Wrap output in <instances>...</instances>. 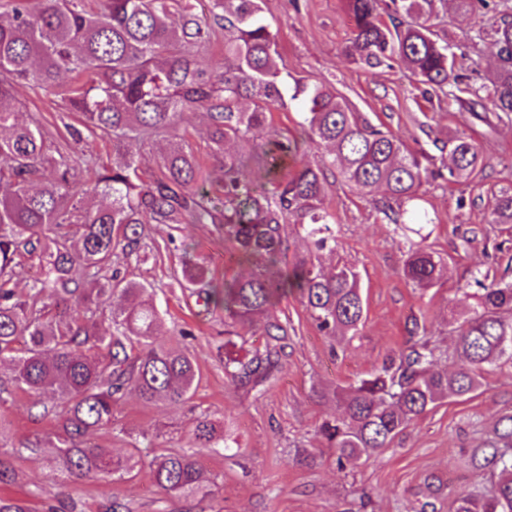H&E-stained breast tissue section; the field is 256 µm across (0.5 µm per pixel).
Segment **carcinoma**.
I'll list each match as a JSON object with an SVG mask.
<instances>
[{"instance_id": "carcinoma-1", "label": "carcinoma", "mask_w": 512, "mask_h": 512, "mask_svg": "<svg viewBox=\"0 0 512 512\" xmlns=\"http://www.w3.org/2000/svg\"><path fill=\"white\" fill-rule=\"evenodd\" d=\"M466 15L487 0H448ZM504 0L489 34L496 66L488 83L459 87L455 72L465 52L441 43L430 24L436 0H345L353 38L345 53L369 67L402 64L425 92L440 91L473 112L488 100L497 118L512 117V6ZM215 24L224 28V70L203 69L194 48L202 43V21L186 0H104L89 12L81 0H18L0 18V363L9 362L8 385L46 398L38 416L57 419L62 431L54 448L56 471L69 479H119L142 460L114 457L90 446L88 434L112 424L124 392L134 389L147 406L190 400L198 385L195 360L159 336L161 310L151 285L112 270V257L139 254L152 224H222L232 247L267 266L248 276L212 286L208 269L183 264L186 287L196 289L204 312L224 310L229 335L283 327L269 311L297 295L318 328L340 341L357 335L364 315L358 272L347 263L325 272L302 258L285 272L274 271L285 251V224L299 225L317 250L336 243L332 215L324 206L325 171L336 169L364 194L385 192L378 211L404 223V206L420 199L429 181L443 177L430 157L351 112L336 89L288 79L278 64L277 34L262 15L261 0H211ZM182 22L169 21L171 10ZM385 11L390 23L380 20ZM63 71L86 81L74 89L71 109L87 128L112 135V160L89 184L75 178L78 160L48 153L40 121L13 108L14 84L44 90L57 86ZM465 92L472 95L466 100ZM306 108L303 128L327 157L317 168L302 167L273 182L269 192L251 187L237 156L224 154V208L197 188L199 167L181 143L161 157V176L146 183L138 175L142 144L173 128L182 112L204 108L209 136L221 151L270 125L271 112L286 101ZM268 150L294 156L298 141L270 139ZM448 182H470L481 171L475 140L464 131L448 137ZM50 175H45V172ZM493 224H512V190L492 195ZM35 262L37 276L25 296L7 287L21 260ZM404 275L417 288L438 285L445 263L423 242L412 243ZM476 308L462 314L454 336L451 368L434 369V349L416 340L356 384L314 390L342 413L327 418L319 432L334 450L338 468L354 467L391 447L411 422L438 403L463 398L481 387L487 366L512 362V282L488 281L477 273ZM109 311L112 329L99 332L94 317ZM93 349L107 351L99 359ZM278 362L269 345L246 362L224 359L227 376L250 391H262ZM198 447L215 452L230 437L208 416L195 420ZM484 460L497 470L486 494L460 492L455 512H512V414L502 416L485 442ZM154 484L185 500L212 494L202 479L196 452H169L148 463ZM0 512H31L21 498L0 497Z\"/></svg>"}]
</instances>
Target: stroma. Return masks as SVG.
Here are the masks:
<instances>
[{
	"label": "stroma",
	"mask_w": 512,
	"mask_h": 512,
	"mask_svg": "<svg viewBox=\"0 0 512 512\" xmlns=\"http://www.w3.org/2000/svg\"><path fill=\"white\" fill-rule=\"evenodd\" d=\"M262 8L277 33L283 71L309 84H332L361 119L424 149L435 167L448 162L443 143L449 132L463 130L474 137L483 161L476 178L466 184L436 179L420 192V205L430 219L423 228L427 244L446 265L440 285L414 288L402 271L409 247L403 231L382 218L376 198L358 194L336 172H327L324 204L335 218L337 249L314 250L302 229L290 224L279 268L287 270L303 257L328 270L339 262L352 264L363 286L364 323L358 336L339 346L318 330L298 297L282 300L270 311L288 331L279 369L263 392H248L225 375L224 357L249 358L253 349L268 343V336L259 332L226 339L223 311L202 314L197 295L179 280L188 254L209 269L219 287L256 269L257 260L233 256L223 225H156L144 260L119 257L114 264L126 278L151 284L164 312L162 336L191 329L182 345L200 372L193 398L149 407L126 392L114 408L111 426L92 433L90 440L114 455L139 453L142 466L121 479L65 482L47 462V450L56 441L55 421L32 416V397L0 393V417L11 424L10 439L0 442V459L14 470L11 482L0 483V496L27 499L33 512L50 506L56 512H105L115 499L130 512H453L457 493L490 488L493 468L473 466L471 456L499 417L512 413V364L488 367L477 392L438 404L413 421L392 447L344 470L337 468L333 450L317 433L338 409L335 402L316 400L312 390L367 377L408 346L417 323L426 326L440 366L448 365L459 314L475 304L472 271L498 275L512 258V224L490 223L488 211L493 192L512 188V121L498 120L490 111L477 118L444 97L424 99L399 65L368 68L346 57L352 29L344 0H263ZM476 18L444 8L435 22L441 39L466 45L472 61L461 72L473 85L481 84L493 66L489 41L477 39L472 29ZM83 80L79 73L64 74L51 92L18 82L14 104L44 125L51 153L85 154L100 165L112 153L109 138L88 132L77 144L68 132L80 115L71 111L67 91ZM304 110L301 101L288 102L273 111L271 126L300 140L299 165L314 167L323 150L304 141ZM174 141L189 146L200 167V187L213 190L224 157L215 152L200 110L185 111L176 130L145 142L141 178L157 175V163ZM203 412L229 431L237 445L220 454L202 451L205 475L215 486L210 497L188 502L157 488L147 463L156 451L192 448L194 420ZM36 439L42 453L15 455L20 443ZM303 448L315 453L314 463L295 462Z\"/></svg>",
	"instance_id": "35a3bbf8"
}]
</instances>
